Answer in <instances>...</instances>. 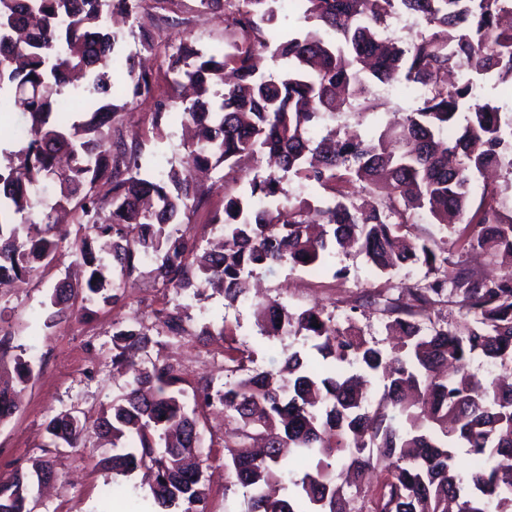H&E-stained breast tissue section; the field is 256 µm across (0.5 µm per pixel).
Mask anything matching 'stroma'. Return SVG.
<instances>
[{
  "label": "stroma",
  "instance_id": "stroma-1",
  "mask_svg": "<svg viewBox=\"0 0 512 512\" xmlns=\"http://www.w3.org/2000/svg\"><path fill=\"white\" fill-rule=\"evenodd\" d=\"M141 24L156 36L159 47L146 68L152 78L153 98L138 101L132 113H119L112 135L139 142L144 169L162 177L171 164L183 156L184 130L172 120L152 134L151 118L156 102L169 96L168 63L181 40L197 48L210 50L226 46L231 29L226 16L202 17L198 0H168L158 6L146 0ZM411 87L396 84L390 91L376 89L368 112L340 114L336 123L361 136L378 135L388 120L413 106ZM235 174L220 168L202 179L201 188L208 203L205 209L182 217V228L199 244L219 234L209 224L207 214L223 210L224 196L237 188ZM69 236L61 243L54 261L9 288H0V340L7 350L0 355V380L15 376L16 357L30 361L33 377L22 394L20 409L0 423V478L29 468L33 461L48 462L57 478L50 488L37 496L36 512H157L149 494L143 469L116 475L100 465L107 443L95 432H88L85 446L54 447L46 431L50 418L71 411L94 421L120 395L127 379L112 368V331L140 323L154 325L159 310L180 304L185 306L186 336L153 335L151 343L137 358L150 366L168 360L180 365L186 379V391H193L200 378L212 379L214 387L235 380V373L224 369V346L217 338L223 324L236 329L241 348L251 355L250 371L280 367L285 350L306 351L303 336L268 338L258 332L251 299L230 304L222 289L204 286L199 293H176L156 281L155 265L142 260L126 289L123 300L106 307L88 304L69 311L67 316L48 324L50 296L58 281L81 278L69 254L70 239L82 236L77 214L64 223ZM425 269L406 265L381 276L375 274L359 248L335 252L324 264L301 267L284 262L258 271L269 297L279 299L291 311L313 306L323 308L336 321L353 319L361 334L379 346H387L384 309L397 302L403 286L421 282ZM203 433L204 471L207 476V512H246L248 490L224 478V416L219 408L204 409L200 415Z\"/></svg>",
  "mask_w": 512,
  "mask_h": 512
}]
</instances>
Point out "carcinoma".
<instances>
[{
  "instance_id": "cac0c4a2",
  "label": "carcinoma",
  "mask_w": 512,
  "mask_h": 512,
  "mask_svg": "<svg viewBox=\"0 0 512 512\" xmlns=\"http://www.w3.org/2000/svg\"><path fill=\"white\" fill-rule=\"evenodd\" d=\"M142 2L0 0V101L26 116L28 133L0 168V281L54 260V213L69 206L89 235L72 245L83 279L54 287L50 305L58 315L80 293L117 304L143 259L178 292L220 281L230 305L255 269L323 262L347 241L382 275L420 262L424 283L405 288L407 303L386 308L385 328L398 341L390 350L319 308L292 313L276 299L255 301L260 335L302 333L316 356L288 351L279 368L221 389L199 382L202 402L220 404L233 426L224 434L225 479L251 490L248 512H512V468L504 466L512 459V384H482L466 370L474 359L512 364V272L477 278L453 260L474 250L512 258V215L501 212L496 188L483 187L476 199L472 186L477 172L512 168V116L481 96L486 81L512 79V26L500 25L512 16V0H307L309 27L288 37H268L262 28L274 20L277 0H200L204 15L232 8L236 39L226 50L178 45L169 65L172 104L154 113L152 129L160 132L173 112L196 136L184 146L186 161L161 178L142 172L138 145L114 141L109 131L119 110L152 94L140 53L121 55L124 37L111 26L116 11L137 22ZM393 10L431 33L403 47L381 39ZM263 51L286 62L281 76L258 72L254 58ZM401 78L426 92L381 132L393 150L341 135L343 107L362 112L375 84ZM461 114L460 136L446 135ZM316 128L324 132L318 141ZM260 155L268 170L225 196L223 214L210 219L222 229V248L202 249L174 229L202 205L193 171L231 169ZM105 171L107 214L95 194ZM290 176L327 197L317 205L292 199L284 188ZM42 182L53 184L54 203L35 189ZM421 210L450 236L413 234ZM98 238L107 239L109 264L96 253ZM449 285L460 320L423 334L417 318L444 301ZM158 326L187 333L178 306L162 311ZM112 336L113 370L128 382L93 425L112 438L101 463L119 474L147 467L157 504L206 512L198 409L187 408L180 367L137 366L149 343L143 325ZM217 336L227 344L225 370H244L232 329L224 325ZM15 371V385L0 387V422L16 412L17 388L32 378L20 356ZM377 375L386 384L375 403L368 389ZM46 431L54 446L75 447L86 426L64 412ZM458 447L473 458L465 472ZM291 454L307 465L280 497L271 490L284 485ZM46 469L0 480L15 496V512H33L34 477Z\"/></svg>"
}]
</instances>
